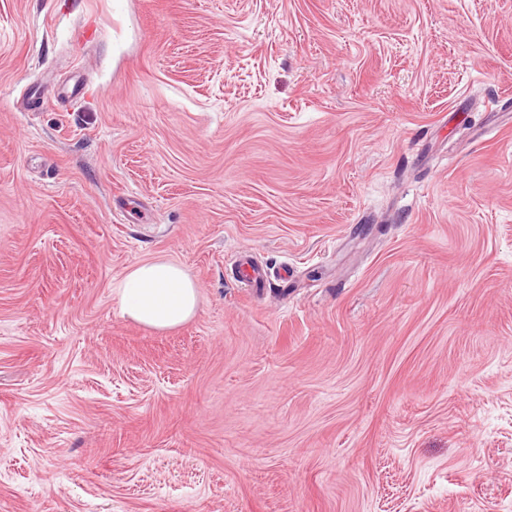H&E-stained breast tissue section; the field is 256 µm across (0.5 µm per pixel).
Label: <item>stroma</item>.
Instances as JSON below:
<instances>
[{
	"instance_id": "35a3bbf8",
	"label": "stroma",
	"mask_w": 512,
	"mask_h": 512,
	"mask_svg": "<svg viewBox=\"0 0 512 512\" xmlns=\"http://www.w3.org/2000/svg\"><path fill=\"white\" fill-rule=\"evenodd\" d=\"M0 512H512V0H0ZM238 279L249 288H260L265 281L266 271L247 255L238 256ZM122 314L155 330H173L192 319L199 304L196 283L170 259H147L129 267L114 287Z\"/></svg>"
}]
</instances>
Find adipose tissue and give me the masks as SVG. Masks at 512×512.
Returning <instances> with one entry per match:
<instances>
[{"instance_id": "obj_1", "label": "adipose tissue", "mask_w": 512, "mask_h": 512, "mask_svg": "<svg viewBox=\"0 0 512 512\" xmlns=\"http://www.w3.org/2000/svg\"><path fill=\"white\" fill-rule=\"evenodd\" d=\"M122 314L155 330H173L192 319L199 293L183 266L147 259L129 267L114 287Z\"/></svg>"}]
</instances>
